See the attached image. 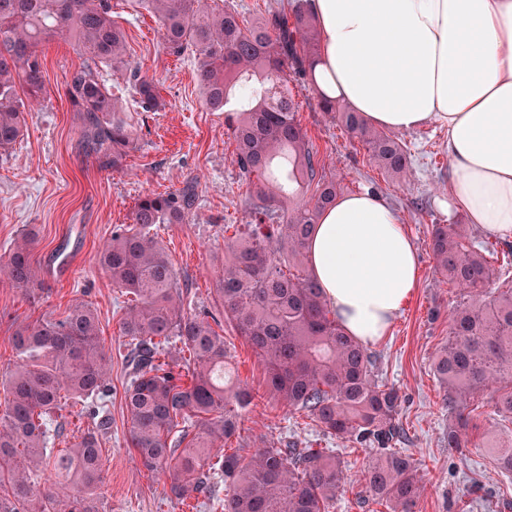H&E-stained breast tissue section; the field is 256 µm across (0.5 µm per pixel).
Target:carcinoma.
<instances>
[{
	"instance_id": "1",
	"label": "carcinoma",
	"mask_w": 512,
	"mask_h": 512,
	"mask_svg": "<svg viewBox=\"0 0 512 512\" xmlns=\"http://www.w3.org/2000/svg\"><path fill=\"white\" fill-rule=\"evenodd\" d=\"M175 54L193 57L204 104L224 113L236 141L233 162L252 184L246 224L224 239V267L215 294L225 318L263 356L269 401L304 413L323 433L375 450L363 482L391 512H414L423 492L419 466L405 448L397 390L374 375L375 359L336 318L308 266V245L321 212L341 191L297 120L289 74L312 79L317 52L314 17L306 0L247 26L235 9L207 0H145ZM54 38L74 43L90 63L74 71L66 93L78 112L86 154L122 165L132 144L125 109L100 78V67L124 78L146 112L161 106L154 80L123 70L124 30L112 20L111 0H0V149L20 137L26 106L44 87L39 46ZM319 109L368 149L389 176L412 177V158L397 138L375 130L358 113L319 97ZM313 189L307 200L304 188ZM197 189L138 200L132 223L112 230L100 264L127 296L120 321L130 379L124 404L129 441L141 464L161 471L170 491L214 496L224 483L222 512H329L346 487V461L334 448H239L228 454L241 411L253 401L229 359L224 335L207 317L188 312V289L177 279L153 230L184 224ZM464 224H434L430 247L443 280L466 294L449 315L448 341L433 375L451 415L450 448L469 441L465 409L486 386L498 385L496 412L512 415V287L483 251L467 242ZM0 273L31 294L41 286L32 240L14 244ZM12 359L0 403V512H101L103 450L111 427L109 358L92 305L72 302L60 319L15 326ZM178 341L189 352L185 373L162 360ZM84 404L94 427L68 448L50 442L62 424L53 414L67 402ZM500 474L512 477V445L482 443ZM55 479L41 485L46 472Z\"/></svg>"
}]
</instances>
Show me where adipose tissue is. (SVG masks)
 <instances>
[{
  "label": "adipose tissue",
  "instance_id": "ef3b65f1",
  "mask_svg": "<svg viewBox=\"0 0 512 512\" xmlns=\"http://www.w3.org/2000/svg\"><path fill=\"white\" fill-rule=\"evenodd\" d=\"M319 93L395 131L448 134L449 216L512 239V0H308ZM337 321L361 344L388 336L419 281L417 248L379 195L347 194L309 248Z\"/></svg>",
  "mask_w": 512,
  "mask_h": 512
}]
</instances>
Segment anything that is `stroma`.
<instances>
[{
	"label": "stroma",
	"instance_id": "1",
	"mask_svg": "<svg viewBox=\"0 0 512 512\" xmlns=\"http://www.w3.org/2000/svg\"><path fill=\"white\" fill-rule=\"evenodd\" d=\"M112 17L127 34L126 67L154 76L163 107L142 111L132 92L118 88L112 71L102 69L107 87L118 89L133 131L122 167L105 166L82 150L78 117L66 95L67 81L85 65V54L60 38L40 47L41 103L28 112L20 138L0 150V261L7 260L15 242L31 238L43 289L29 295L0 278V374L11 357L9 338L15 323L63 317L76 298L91 303L111 358L112 423L100 441L106 469L100 491L103 512H210L205 497L171 493L164 475L147 471L128 441L124 391L129 370L119 335L124 298L99 265L98 253L115 226L129 223L141 197L195 183L199 201L194 213L187 223L161 225L157 238L188 288V311L216 309L224 227L246 222V185L233 162L235 142L223 113L208 110L201 101L193 58L168 54L160 24L144 0H112ZM290 86L299 103L300 123L326 170L335 174L344 192L369 189L380 195L418 249L415 293L389 335L368 348L380 376L402 397L407 448L424 481L416 512H512V481L500 475L480 446L488 434L512 441V418L495 412L496 387L484 389L470 406L478 425L472 446L452 450L444 439L448 410L431 369L435 353L448 338V313L461 301L459 290L437 273L428 248L432 225L448 221L445 130L430 124L398 132L414 166L412 181L401 183L375 167L363 143L320 112L311 86L300 79ZM222 328L232 362L255 396L231 447H270L288 440L303 448L338 447V440L323 436L310 419L268 402L262 358L230 322H223ZM344 457L348 484L330 512H388L374 501L363 509L356 503L365 493L367 450L351 444Z\"/></svg>",
	"mask_w": 512,
	"mask_h": 512
}]
</instances>
